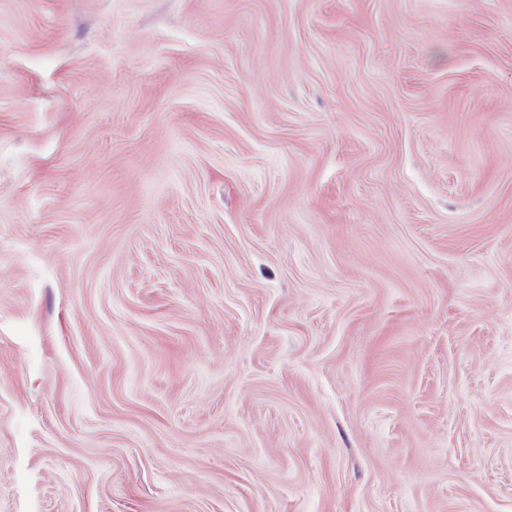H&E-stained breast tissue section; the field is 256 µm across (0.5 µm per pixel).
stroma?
<instances>
[{"mask_svg":"<svg viewBox=\"0 0 512 512\" xmlns=\"http://www.w3.org/2000/svg\"><path fill=\"white\" fill-rule=\"evenodd\" d=\"M0 512H512V0H0Z\"/></svg>","mask_w":512,"mask_h":512,"instance_id":"35a3bbf8","label":"stroma"}]
</instances>
